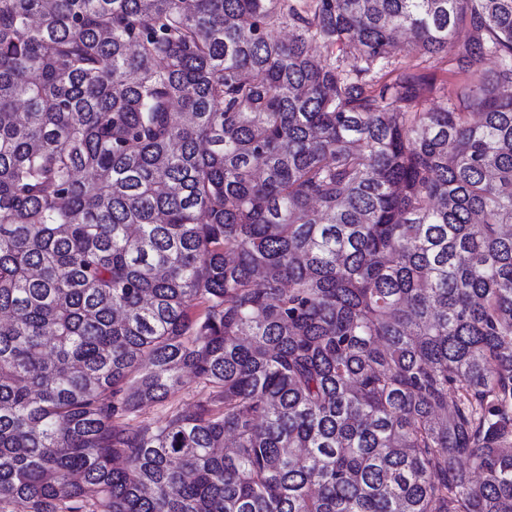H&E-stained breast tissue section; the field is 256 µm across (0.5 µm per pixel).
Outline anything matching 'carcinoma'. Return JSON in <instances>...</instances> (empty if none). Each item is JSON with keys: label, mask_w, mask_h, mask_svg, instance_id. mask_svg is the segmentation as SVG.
Segmentation results:
<instances>
[{"label": "carcinoma", "mask_w": 512, "mask_h": 512, "mask_svg": "<svg viewBox=\"0 0 512 512\" xmlns=\"http://www.w3.org/2000/svg\"><path fill=\"white\" fill-rule=\"evenodd\" d=\"M0 512H512V0H0ZM397 69L386 75V80H391L401 71H408L417 75L427 89L421 98L419 108L426 109L434 103L441 102L447 96L456 100L457 94L463 87V78L456 73V63L448 54L436 57L426 55H411L402 57L399 55Z\"/></svg>", "instance_id": "1"}]
</instances>
